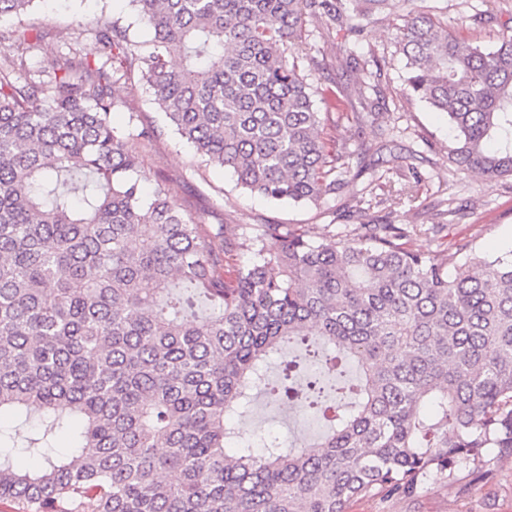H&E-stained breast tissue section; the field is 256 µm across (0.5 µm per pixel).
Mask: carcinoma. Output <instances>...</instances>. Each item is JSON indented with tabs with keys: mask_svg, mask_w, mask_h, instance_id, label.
<instances>
[{
	"mask_svg": "<svg viewBox=\"0 0 512 512\" xmlns=\"http://www.w3.org/2000/svg\"><path fill=\"white\" fill-rule=\"evenodd\" d=\"M33 0H0V17ZM148 29L87 32L26 67L24 28L0 31V500L23 512H347L412 497L423 480L512 460V258L406 246L372 220L344 239L288 224H192L148 177L112 114L138 71L168 125L207 163L271 200L319 208L351 175L347 140L289 61L305 18L343 0H129ZM360 19L407 0H351ZM406 90L448 116V160L512 176V32L493 49L440 16L398 27ZM336 66L368 70L346 47ZM246 263L225 270L239 252ZM455 274H448V265ZM328 429L252 446L258 394ZM71 439L56 455V437ZM238 443L228 454L225 444ZM37 462L31 471L12 455Z\"/></svg>",
	"mask_w": 512,
	"mask_h": 512,
	"instance_id": "obj_1",
	"label": "carcinoma"
}]
</instances>
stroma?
<instances>
[{
	"label": "stroma",
	"mask_w": 512,
	"mask_h": 512,
	"mask_svg": "<svg viewBox=\"0 0 512 512\" xmlns=\"http://www.w3.org/2000/svg\"><path fill=\"white\" fill-rule=\"evenodd\" d=\"M416 8L448 19L492 14V25L467 24L464 37L471 43L493 46L500 33L512 29V0H415ZM118 20L129 26L131 37L148 39L149 33L128 0H35L22 18H0V29L28 25L42 34L26 55L33 69L73 45L85 30ZM360 35L329 29L324 20L309 19L301 68L324 89L339 90L342 111H373L374 119L362 129L371 150L362 161L358 177L322 207L272 202L237 187L232 173L205 165L193 148L167 127L163 114L138 75L123 77L117 93L123 104L115 115L118 125L135 122L157 130L151 141L134 140L131 150L142 159L147 176L163 175L167 185L195 224L224 225L234 235L242 224H294L309 234L344 231L357 221L355 205L362 189L378 180L375 192L382 204L376 216L394 224H438L439 235H415L409 247L425 252H455L469 244L474 256L489 260L512 255V179L486 180L461 172L448 160L451 131L441 113L410 100L404 91V61L395 47L394 23L378 15L363 20ZM356 55L375 53L381 69L373 75L380 90L378 104L370 106L357 93L361 73L336 69L334 55L340 45ZM260 435L277 434L314 441L321 421L286 411L271 410L257 420ZM488 476L471 481L467 467H458L455 480L428 482L412 498L365 497L353 500L348 512H512V461L487 455Z\"/></svg>",
	"instance_id": "stroma-1"
}]
</instances>
